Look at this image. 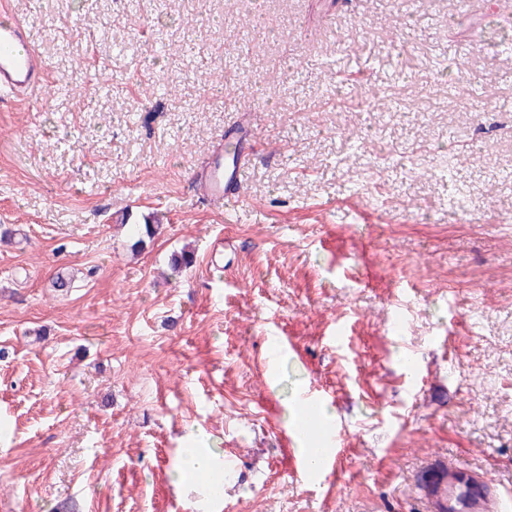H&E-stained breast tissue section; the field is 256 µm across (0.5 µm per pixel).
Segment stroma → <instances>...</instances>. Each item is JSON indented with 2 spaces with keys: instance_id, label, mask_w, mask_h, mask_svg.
Masks as SVG:
<instances>
[{
  "instance_id": "obj_1",
  "label": "stroma",
  "mask_w": 512,
  "mask_h": 512,
  "mask_svg": "<svg viewBox=\"0 0 512 512\" xmlns=\"http://www.w3.org/2000/svg\"><path fill=\"white\" fill-rule=\"evenodd\" d=\"M413 3L10 0L49 66L0 110L11 512H197L173 486L191 432L227 465L217 512H423L440 456L512 512V0ZM245 108L230 216L194 178ZM127 212L160 219L144 246ZM309 385L342 433L332 484L281 442Z\"/></svg>"
}]
</instances>
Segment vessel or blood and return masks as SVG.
<instances>
[{"mask_svg": "<svg viewBox=\"0 0 512 512\" xmlns=\"http://www.w3.org/2000/svg\"><path fill=\"white\" fill-rule=\"evenodd\" d=\"M49 67L35 48L27 22L16 18L8 0H0V104H15L17 96L45 85ZM252 133L250 125L230 131L226 141L230 152L224 157L223 169L209 167L197 173L196 180L203 196L232 206L244 198L242 173L248 165L252 150L247 142ZM294 436H320L325 447L320 453L317 469L296 464L303 478L313 474H333L340 457L338 434L333 427L301 426ZM419 493L429 506V512H502L503 500L483 473L454 458L435 460L419 475Z\"/></svg>", "mask_w": 512, "mask_h": 512, "instance_id": "vessel-or-blood-1", "label": "vessel or blood"}]
</instances>
